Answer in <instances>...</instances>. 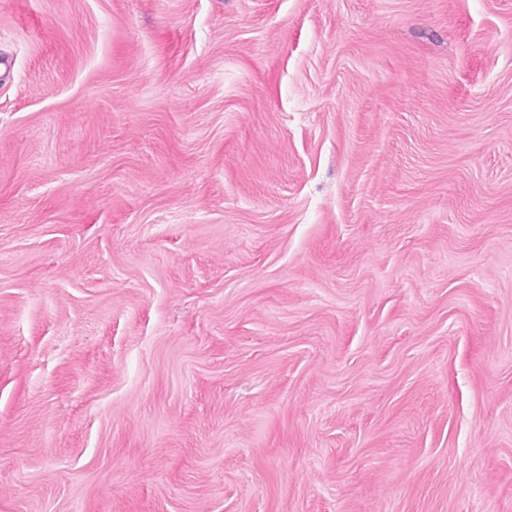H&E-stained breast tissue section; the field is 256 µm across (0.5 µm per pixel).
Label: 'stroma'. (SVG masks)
I'll list each match as a JSON object with an SVG mask.
<instances>
[{"label":"stroma","instance_id":"1","mask_svg":"<svg viewBox=\"0 0 512 512\" xmlns=\"http://www.w3.org/2000/svg\"><path fill=\"white\" fill-rule=\"evenodd\" d=\"M0 512H512V0H0Z\"/></svg>","mask_w":512,"mask_h":512}]
</instances>
